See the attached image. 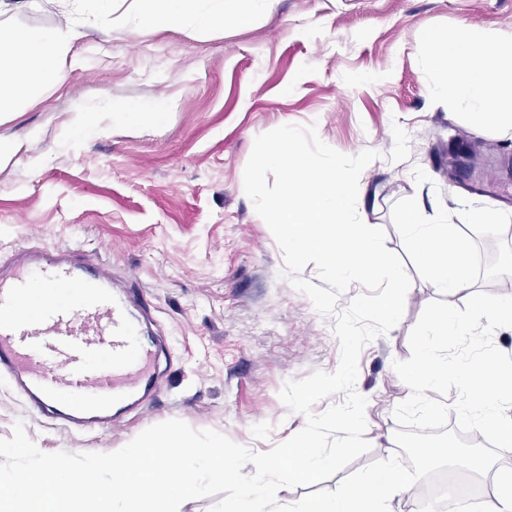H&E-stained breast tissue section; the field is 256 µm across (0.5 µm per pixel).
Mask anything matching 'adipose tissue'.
<instances>
[{"label":"adipose tissue","mask_w":512,"mask_h":512,"mask_svg":"<svg viewBox=\"0 0 512 512\" xmlns=\"http://www.w3.org/2000/svg\"><path fill=\"white\" fill-rule=\"evenodd\" d=\"M426 38L438 52L437 63L426 73L432 95L465 110L475 126L512 128V53L465 23L450 31L428 30ZM465 463L491 478L482 512H512V474L493 469L477 454L467 456Z\"/></svg>","instance_id":"obj_1"}]
</instances>
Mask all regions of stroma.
Wrapping results in <instances>:
<instances>
[{"label":"stroma","mask_w":512,"mask_h":512,"mask_svg":"<svg viewBox=\"0 0 512 512\" xmlns=\"http://www.w3.org/2000/svg\"><path fill=\"white\" fill-rule=\"evenodd\" d=\"M479 26L512 51V0H272L269 15L230 31L87 30L62 59L65 82L0 118V140L39 128L0 164V260L23 245L64 249L136 282L152 306L167 359L151 396L92 433L26 410L0 381V438L23 422L44 452L117 451L144 429L180 419L257 451L305 425L279 393L335 371L334 318L283 277V254L243 189L254 140L316 124L335 150L378 154L359 179L357 212L403 254L391 211L416 197L425 216L461 200L501 207L512 128H479L427 87L426 28ZM166 101L161 124L116 123L125 102ZM95 105L103 131L69 136L75 103ZM411 286L400 321L368 343L356 390L366 397L368 453L358 470L399 451L395 407L410 394L393 368L440 291L405 261Z\"/></svg>","instance_id":"stroma-1"}]
</instances>
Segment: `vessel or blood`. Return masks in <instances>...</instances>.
Returning a JSON list of instances; mask_svg holds the SVG:
<instances>
[{"label":"vessel or blood","mask_w":512,"mask_h":512,"mask_svg":"<svg viewBox=\"0 0 512 512\" xmlns=\"http://www.w3.org/2000/svg\"><path fill=\"white\" fill-rule=\"evenodd\" d=\"M135 285L117 288L105 264L74 248L19 247L0 262V375L31 412L96 430L149 392L162 354L136 315Z\"/></svg>","instance_id":"vessel-or-blood-1"}]
</instances>
